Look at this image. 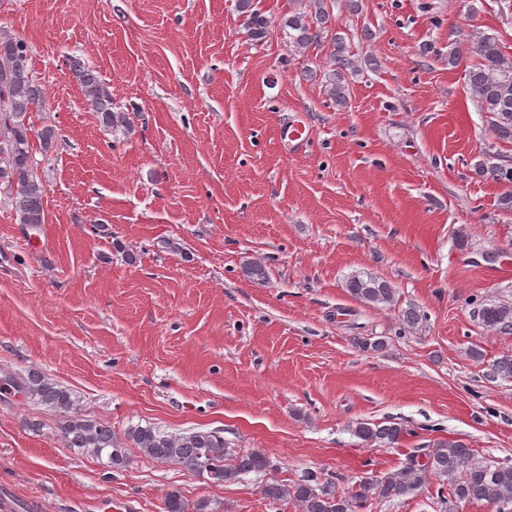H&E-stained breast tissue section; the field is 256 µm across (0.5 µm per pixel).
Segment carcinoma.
Wrapping results in <instances>:
<instances>
[{
	"instance_id": "carcinoma-1",
	"label": "carcinoma",
	"mask_w": 512,
	"mask_h": 512,
	"mask_svg": "<svg viewBox=\"0 0 512 512\" xmlns=\"http://www.w3.org/2000/svg\"><path fill=\"white\" fill-rule=\"evenodd\" d=\"M237 2L252 39H264L268 20L255 8L254 0ZM303 2L305 5L288 17L284 30L289 46L298 52L320 45L324 34L331 31L333 21L328 0ZM329 46L332 69L324 74L325 93L332 103L345 107L349 102L350 77L359 72L358 59L340 34L332 35ZM464 59L471 60L466 73L468 89L479 110L487 114L495 139L484 151L478 172L508 187L500 198V206L503 212L512 214V167L499 161L498 151L502 145H512V58L501 52L495 34L476 31L464 39L448 40V64L455 66ZM69 69L102 126L111 129L127 123L126 116L115 110L112 93L93 68L73 60ZM43 99L42 85L29 69L26 41L1 38L0 127L7 131V136L0 138V184H6L11 192L21 224L46 223L44 187L34 172L30 140L37 138L42 148L48 150L55 133L49 126L37 130L27 120L29 113L40 108ZM346 288L364 304L390 306L395 302L394 288L376 276L353 275ZM475 313L483 327L503 334L512 332V302L487 299L478 304ZM6 385L58 413V434L66 448L98 461L104 459L106 467L113 470L128 465L130 448L218 484L271 468L270 460L259 450L239 453L230 448L220 429L173 434L151 425H138L128 428L121 440L111 425L84 413L72 392L38 371L25 377H10ZM352 433L365 445L394 447L410 431L398 422H358ZM437 478L448 482V486L437 489V498L448 507V512H455L461 502L485 501L503 508L512 505V465L480 460L458 439L439 440L424 453L415 451L406 457L400 469L381 478L363 476L348 492H338L332 477L308 471L289 484L268 482L262 494L274 503H290L299 512H362L374 497L392 501L430 486ZM164 512H209V503L201 500L190 504L180 492L171 491L165 495Z\"/></svg>"
}]
</instances>
